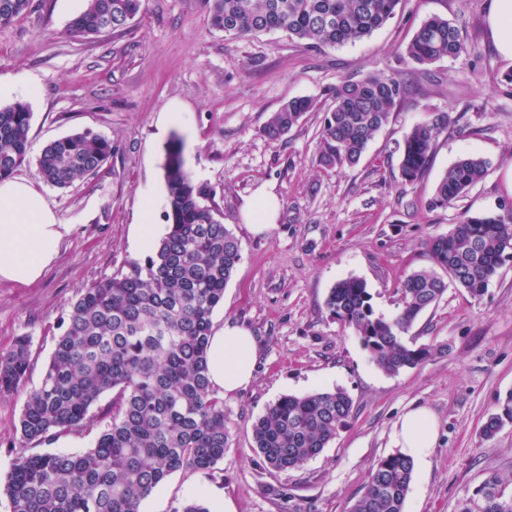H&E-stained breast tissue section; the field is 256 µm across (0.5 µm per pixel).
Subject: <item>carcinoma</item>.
Returning <instances> with one entry per match:
<instances>
[{
    "instance_id": "1",
    "label": "carcinoma",
    "mask_w": 512,
    "mask_h": 512,
    "mask_svg": "<svg viewBox=\"0 0 512 512\" xmlns=\"http://www.w3.org/2000/svg\"><path fill=\"white\" fill-rule=\"evenodd\" d=\"M212 29L234 38L282 31L313 49L360 41L395 15L400 0H202ZM30 0H0V25L25 15ZM143 0H85L69 24L77 37L123 32ZM470 49L458 26L439 16L424 20L404 46L402 60L419 66ZM414 94L396 73L379 71L340 81L321 134L320 162L353 167L391 112ZM316 109L291 99L271 113L261 134L278 140ZM32 112L24 102L0 107V179L29 162ZM448 116L436 114L405 136L400 171L419 181ZM112 157V140L83 130L48 144L36 160L46 184L64 189L96 174ZM166 228L154 251L127 271L81 291L57 337L40 385L26 394L19 418L21 442L58 439L87 427L91 408L109 392L111 421L80 452L17 453L0 483L10 512H140L142 501L177 470L207 471L224 460L230 433L224 399L210 387L207 351L212 316L241 260L240 243L211 203L210 191L184 168L182 143L171 139L163 164ZM488 162L468 157L452 165L428 201L444 209L483 179ZM512 253V210L463 215L446 235L429 242L432 267L400 285L397 312L376 313L367 284L347 277L331 288L330 313L351 328L370 360L387 373L415 368L444 352L405 339L418 317L454 287L482 296ZM31 340L15 338L0 355V396L23 386ZM482 432L494 437L512 423V392L498 399ZM353 415L348 392L336 387L285 395L253 424L263 463L274 470L303 466L328 447ZM414 463L396 453L374 465L348 512H404ZM512 482L496 475L462 500L458 512H512L498 496Z\"/></svg>"
}]
</instances>
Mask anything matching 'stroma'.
I'll list each match as a JSON object with an SVG mask.
<instances>
[{
    "label": "stroma",
    "instance_id": "35a3bbf8",
    "mask_svg": "<svg viewBox=\"0 0 512 512\" xmlns=\"http://www.w3.org/2000/svg\"><path fill=\"white\" fill-rule=\"evenodd\" d=\"M85 0H32L0 26V80L31 112L29 164L19 177L37 182L67 232L60 253L29 286L0 281V353L31 339L25 390L37 386L61 324L80 292L144 259L134 236L142 203L152 200L164 233L162 165L171 138L182 142L192 179L208 187L238 238L241 260L214 311V326L252 331L258 358L252 382L224 400L231 443L214 470L172 472L141 512H173L201 496L211 512H345L371 469L396 453L393 431L411 408H428L438 438L414 468L404 512H458L492 475L512 479V423L493 438L481 427L512 391V260L478 299L449 288L410 331L443 354L389 374L376 367L350 328L328 311L334 284L363 279L377 313L396 311L397 290L429 268L428 242L463 214L512 206V58L487 29L490 0H401L395 16L369 37L314 50L274 31L233 38L210 28L200 0H144L123 33L73 38L67 29ZM438 15L460 27L469 56L427 67L399 56L416 27ZM392 71L415 94L392 112L354 167L320 164V132L341 80ZM292 98L315 111L282 139L260 133L270 112ZM448 116L429 168L416 184L399 174L405 135L434 114ZM112 141V157L84 183H38L33 164L51 141L82 129ZM488 161L485 178L452 207L429 209L442 175L460 159ZM263 185L280 208L273 227L253 234L242 208ZM342 387L353 400L348 426L317 457L286 471L267 468L252 425L284 395ZM23 393L0 397V477L10 469Z\"/></svg>",
    "mask_w": 512,
    "mask_h": 512
}]
</instances>
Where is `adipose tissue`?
I'll list each match as a JSON object with an SVG mask.
<instances>
[{
  "label": "adipose tissue",
  "mask_w": 512,
  "mask_h": 512,
  "mask_svg": "<svg viewBox=\"0 0 512 512\" xmlns=\"http://www.w3.org/2000/svg\"><path fill=\"white\" fill-rule=\"evenodd\" d=\"M66 230L30 181H0V280L27 286L40 279L57 259ZM256 359L251 331L224 324L209 339L211 386L224 396L235 393L253 379ZM394 438L403 455L424 460L437 441L434 416L424 407L409 410L397 422Z\"/></svg>",
  "instance_id": "ef3b65f1"
}]
</instances>
